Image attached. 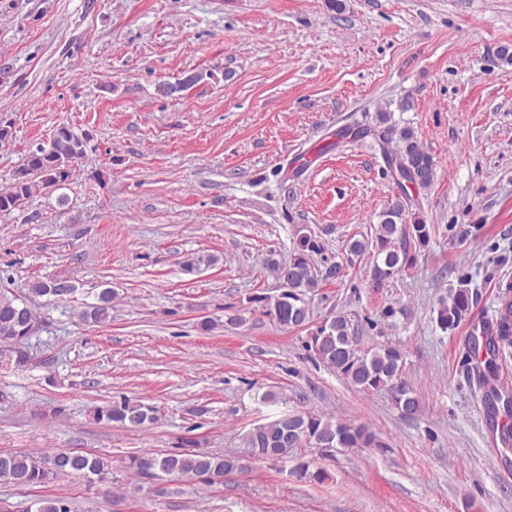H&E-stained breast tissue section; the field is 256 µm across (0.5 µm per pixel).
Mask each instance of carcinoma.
I'll use <instances>...</instances> for the list:
<instances>
[{"label":"carcinoma","instance_id":"obj_1","mask_svg":"<svg viewBox=\"0 0 512 512\" xmlns=\"http://www.w3.org/2000/svg\"><path fill=\"white\" fill-rule=\"evenodd\" d=\"M365 136L373 135L386 140L398 135L401 147L396 153L398 161L412 169L419 178V188L426 189L436 176V161L418 142L409 128L399 131L388 128L378 133L368 128ZM90 147V141L79 136L71 126L56 127L46 145L30 150L24 162L15 171L9 186L0 190V214H9L43 185L60 186L68 179L70 165L81 158ZM410 199L396 197L383 212L374 236L369 239H351L346 244L347 254L360 257L366 253L374 256L373 279L380 283L413 266L417 256L410 253L411 242L428 247L432 228L428 224L405 221ZM323 245L312 233L301 232L293 248L288 266L270 257L266 264L281 282V292L274 296H257L254 301L263 304L283 327L300 326L310 319L306 296L340 277L341 266L334 264L322 274L313 263V255L322 251ZM73 292L74 286L67 281L36 282L30 293L36 295L63 296L62 289ZM471 292L465 281L448 293V301L438 308L437 321L447 331L455 329L468 314ZM112 291L103 290L98 303L83 312V318L101 323L110 318ZM36 321V314L28 299L9 289H0V342L5 337H16L26 321ZM512 344V322L502 326L497 336L473 338L475 354L487 355V364L474 370L479 383L488 381L494 373L493 361L499 347ZM307 350L312 352L352 387L362 392L387 391L396 407L405 415L420 410V400L404 378L401 350L394 346H381L364 350L359 336L343 315L328 318L317 325L307 338ZM98 421L117 423L126 428H142L154 420L152 407L126 400L96 409ZM376 442V434L364 425H353L331 417L306 413H292L279 419L259 424L243 436L248 453L268 460L281 461L297 458V449L310 448H369ZM232 458L209 453H166L154 455L142 453L129 458L128 468L141 480L149 482L160 475L197 478L211 483L210 476L224 470ZM111 469L108 458L93 453L72 451L53 452L47 455L29 453L0 454V479L18 487L48 484L64 475L96 476L104 478ZM35 512H72L71 503L63 497L45 498L36 502Z\"/></svg>","mask_w":512,"mask_h":512}]
</instances>
